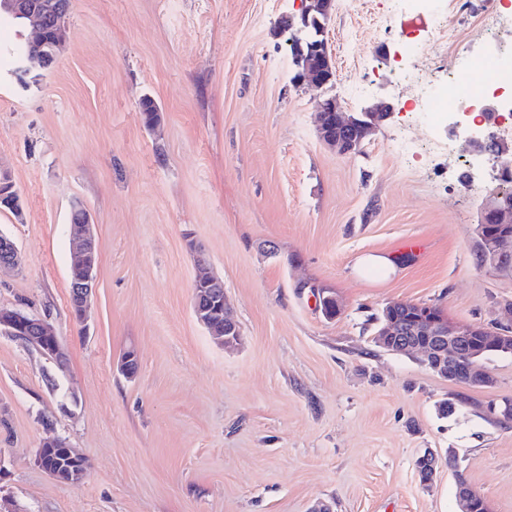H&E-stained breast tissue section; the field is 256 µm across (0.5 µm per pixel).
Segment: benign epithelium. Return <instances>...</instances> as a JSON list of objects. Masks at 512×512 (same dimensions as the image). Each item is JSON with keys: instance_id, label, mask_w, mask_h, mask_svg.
Returning <instances> with one entry per match:
<instances>
[{"instance_id": "7a95c632", "label": "benign epithelium", "mask_w": 512, "mask_h": 512, "mask_svg": "<svg viewBox=\"0 0 512 512\" xmlns=\"http://www.w3.org/2000/svg\"><path fill=\"white\" fill-rule=\"evenodd\" d=\"M336 8V0H310V5L302 12V25L293 33L292 44L302 49V44L310 38V20L326 26ZM6 9L15 15L29 19L30 37L27 49L19 63V73L26 75L30 70L28 61L57 60L67 40L70 11L63 3L55 0H0V10ZM52 19V36H46L45 23ZM297 66L295 83L324 86L337 79L335 61L329 48L318 50L314 55L295 53ZM320 111L327 112L336 125L344 129L347 138L336 137L331 131L330 122L318 119L319 139L340 154L355 152L366 138L390 116L392 106L380 101L372 107L352 113L344 110L336 97L325 99ZM495 134L473 137L470 143L480 154L495 152ZM75 209L82 212L81 221L71 225L70 232V305L79 315L80 323L88 321L91 297L94 291L95 271L98 262V247L91 232L90 214L80 204ZM477 235L484 242L482 264L495 269H512V193L494 195L485 203ZM23 255L14 239L0 231V270L21 267ZM312 293L320 309L339 312L336 298L324 288L315 287ZM226 301L224 283L211 274L208 263L197 264V274L193 283V312L196 319L211 335H219L226 346L237 344L241 337L240 326L229 307H224V328L218 329L213 320L210 305ZM22 340L52 359L59 369L66 367V358L61 350L58 337L48 323L20 309H0V332ZM379 348L402 354L418 352L429 370L450 381L467 383L472 386L490 387L494 379L478 360L480 352L477 344L504 354H512V332L502 330L491 332L482 326L460 328L443 315L416 305L408 308L404 315L394 312V304L384 309V320L375 334ZM65 448V458L49 454L56 446ZM37 464L55 480L74 484L85 476L84 460L80 453L60 438L44 441L36 455ZM455 494L460 512H472L473 503L482 498L469 483L465 475L455 474Z\"/></svg>"}]
</instances>
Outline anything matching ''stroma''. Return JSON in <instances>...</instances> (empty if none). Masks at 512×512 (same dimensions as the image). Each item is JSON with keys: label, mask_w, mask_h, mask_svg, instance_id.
Returning <instances> with one entry per match:
<instances>
[{"label": "stroma", "mask_w": 512, "mask_h": 512, "mask_svg": "<svg viewBox=\"0 0 512 512\" xmlns=\"http://www.w3.org/2000/svg\"><path fill=\"white\" fill-rule=\"evenodd\" d=\"M305 6L71 0L59 60L23 82L9 50L28 33L0 30V171L24 202L19 217L0 208L24 255L0 274V308L45 318L68 358L58 370L0 334V496L18 512H309L320 500L335 512H457L452 456L491 512H512V421L487 411L512 400V355L487 360L494 386L473 387L372 341L391 301L488 326L512 303V273L476 260L512 137L478 156L412 109L449 62L477 63L493 39L512 48V0H336L338 77L322 88L295 84L279 32ZM406 39L419 56L404 55ZM328 96L393 113L339 155L315 128ZM145 98L160 111L153 128ZM77 199L98 243L84 325L69 306ZM200 251L240 324L235 347L193 314ZM314 284L339 300L334 319ZM130 349L131 377L120 369ZM444 400L453 415H439ZM56 437L84 456L80 483L35 463ZM427 449L438 458L428 488L416 468Z\"/></svg>", "instance_id": "35a3bbf8"}]
</instances>
